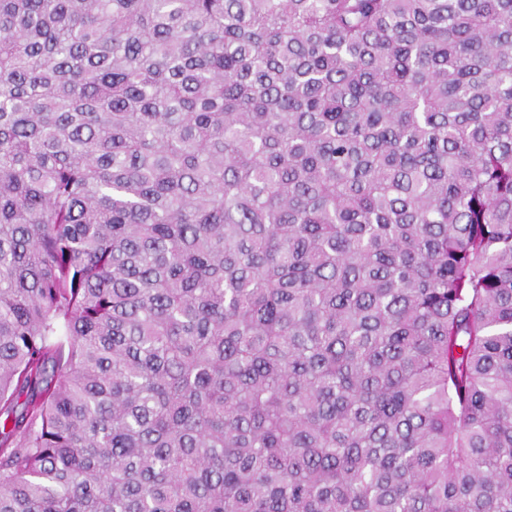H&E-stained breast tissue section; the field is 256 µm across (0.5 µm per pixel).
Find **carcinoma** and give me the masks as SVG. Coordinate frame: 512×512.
<instances>
[{
	"instance_id": "carcinoma-1",
	"label": "carcinoma",
	"mask_w": 512,
	"mask_h": 512,
	"mask_svg": "<svg viewBox=\"0 0 512 512\" xmlns=\"http://www.w3.org/2000/svg\"><path fill=\"white\" fill-rule=\"evenodd\" d=\"M0 512H512V0H0Z\"/></svg>"
}]
</instances>
